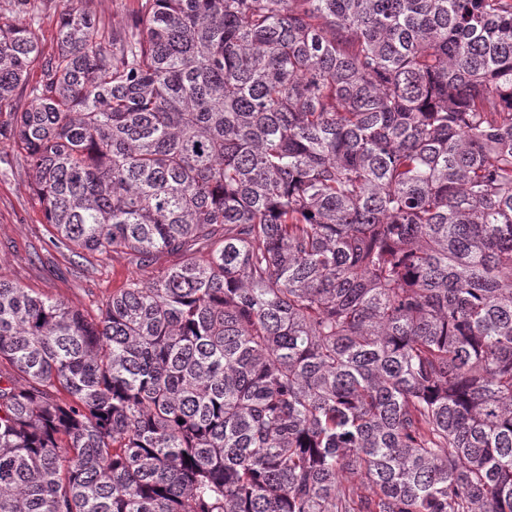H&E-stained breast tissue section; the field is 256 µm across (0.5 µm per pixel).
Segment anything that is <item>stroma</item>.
Here are the masks:
<instances>
[{"label":"stroma","instance_id":"1","mask_svg":"<svg viewBox=\"0 0 512 512\" xmlns=\"http://www.w3.org/2000/svg\"><path fill=\"white\" fill-rule=\"evenodd\" d=\"M54 234L33 199L26 159L4 132L0 135V279L93 317L127 281L155 278L180 260L179 255L162 253L142 266L120 253L80 256L74 246L57 243Z\"/></svg>","mask_w":512,"mask_h":512}]
</instances>
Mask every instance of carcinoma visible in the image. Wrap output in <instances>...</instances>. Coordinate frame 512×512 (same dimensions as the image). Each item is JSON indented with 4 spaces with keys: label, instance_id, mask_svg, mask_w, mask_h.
I'll return each mask as SVG.
<instances>
[{
    "label": "carcinoma",
    "instance_id": "cac0c4a2",
    "mask_svg": "<svg viewBox=\"0 0 512 512\" xmlns=\"http://www.w3.org/2000/svg\"><path fill=\"white\" fill-rule=\"evenodd\" d=\"M79 3L0 20L32 191L182 260L0 279V512H512V0ZM63 1L66 0H30L28 4V10L39 17L38 35L46 56L56 50L55 26ZM92 10L106 28L122 26L137 8V0H93Z\"/></svg>",
    "mask_w": 512,
    "mask_h": 512
}]
</instances>
